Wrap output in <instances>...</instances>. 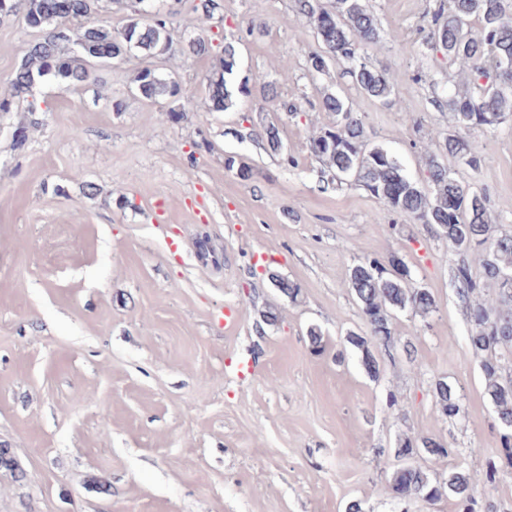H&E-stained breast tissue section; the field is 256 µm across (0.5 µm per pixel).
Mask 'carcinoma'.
<instances>
[{"instance_id": "obj_1", "label": "carcinoma", "mask_w": 512, "mask_h": 512, "mask_svg": "<svg viewBox=\"0 0 512 512\" xmlns=\"http://www.w3.org/2000/svg\"><path fill=\"white\" fill-rule=\"evenodd\" d=\"M102 0H0V18L16 17L27 28L41 33L28 47L12 85L15 94L29 95L36 85L54 81L61 88L93 78L92 63L122 58L133 51L149 56L179 51L202 56L213 45L202 37L174 47L169 22L157 14L149 21L129 18L118 35L96 26L93 17ZM298 13L313 23L322 50L308 58L309 70L322 73L333 63L342 65L364 95L387 102L393 91L389 71L376 69L365 60V49L380 42L386 33L363 0H297ZM480 29L473 33L472 21ZM427 45L442 52L466 71L476 91H457L446 101L459 128L465 131L492 129L512 114V0H436L430 12ZM221 70L207 79L212 109L224 112L236 96L251 97L259 92L265 102L274 99L272 84L254 89L249 80L234 83L237 68L235 38H224ZM137 91L148 100L176 98L180 85L151 69L134 78ZM321 108L333 117L332 125L309 140V150L328 168L327 184L341 186L351 179L383 207L414 216L434 228L448 248L465 254H480V271L473 274L464 260L454 270L457 294L466 305L470 329L468 340L474 357L480 359L487 395L500 427V443L512 467V235L492 233L488 199L484 192L464 186L451 176L448 167L435 155L426 159L428 187L421 186L404 172L400 162L387 150L368 140L362 115L355 103L328 93ZM35 101L28 104L30 118L15 129V140L27 139L28 129L39 125ZM441 151L458 162L477 169L484 156L461 134L445 138ZM225 167L249 180L253 168L242 158L229 154ZM410 272L403 258L392 255L387 262L368 259L354 265L347 288L356 301L367 332H349L346 342L362 354L367 372L376 375L379 362L370 344L391 351L395 313L407 309L421 317L436 308L426 288L410 285ZM434 394L443 416L455 418L462 406L447 382L435 383ZM408 453L446 457L451 453L440 439L418 441L400 439L395 458ZM498 466L488 461L484 473L456 471L444 482L422 468L400 462L393 470L387 491L400 503L411 497L436 501L446 495L456 500L460 512H480V490L495 481Z\"/></svg>"}]
</instances>
